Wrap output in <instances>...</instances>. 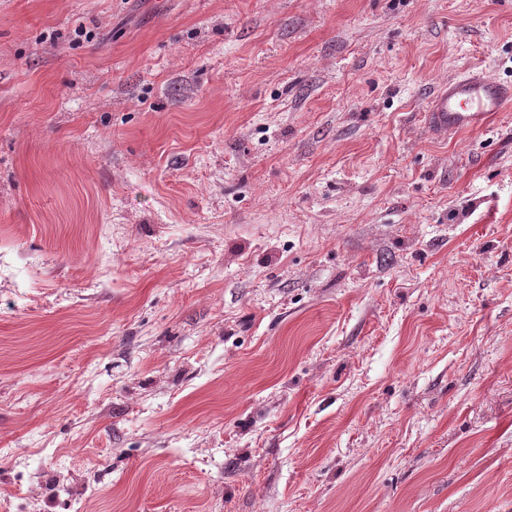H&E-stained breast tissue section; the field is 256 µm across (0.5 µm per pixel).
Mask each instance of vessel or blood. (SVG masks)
I'll return each instance as SVG.
<instances>
[{
	"label": "vessel or blood",
	"mask_w": 512,
	"mask_h": 512,
	"mask_svg": "<svg viewBox=\"0 0 512 512\" xmlns=\"http://www.w3.org/2000/svg\"><path fill=\"white\" fill-rule=\"evenodd\" d=\"M512 108V85L471 69L440 86L424 113L428 132L437 138L485 129L495 116Z\"/></svg>",
	"instance_id": "b4317fda"
}]
</instances>
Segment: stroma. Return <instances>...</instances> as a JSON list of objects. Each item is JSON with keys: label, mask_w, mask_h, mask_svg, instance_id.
Segmentation results:
<instances>
[{"label": "stroma", "mask_w": 512, "mask_h": 512, "mask_svg": "<svg viewBox=\"0 0 512 512\" xmlns=\"http://www.w3.org/2000/svg\"><path fill=\"white\" fill-rule=\"evenodd\" d=\"M512 0H0V512H512ZM512 106V85L471 69L440 86L430 98L424 123L435 138L485 129Z\"/></svg>", "instance_id": "35a3bbf8"}]
</instances>
